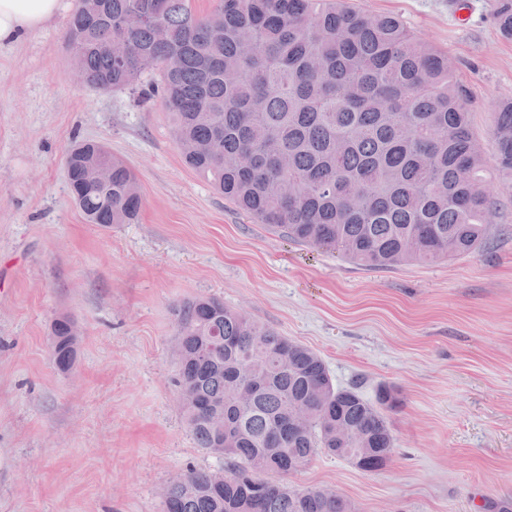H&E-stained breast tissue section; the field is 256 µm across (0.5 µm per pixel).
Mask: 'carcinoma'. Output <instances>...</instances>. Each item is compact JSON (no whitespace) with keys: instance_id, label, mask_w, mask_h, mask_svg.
<instances>
[{"instance_id":"carcinoma-1","label":"carcinoma","mask_w":512,"mask_h":512,"mask_svg":"<svg viewBox=\"0 0 512 512\" xmlns=\"http://www.w3.org/2000/svg\"><path fill=\"white\" fill-rule=\"evenodd\" d=\"M493 19L512 40V0H496ZM66 40L96 89L157 77L184 163L225 200L358 266L470 254L498 194L512 192V98L496 104L492 153L475 151L454 61L395 16L348 0H222L208 15L190 0H77ZM107 164L111 185H92L88 170ZM65 167L89 223L136 218V178L104 146L74 144ZM173 312L183 417L197 447L228 465L188 469L163 512H354L336 491L285 477L321 453L383 468L398 391L384 385L371 402L337 387L314 350L216 297ZM52 336L56 363L68 364L74 323L57 319ZM300 405L309 420L297 429Z\"/></svg>"}]
</instances>
